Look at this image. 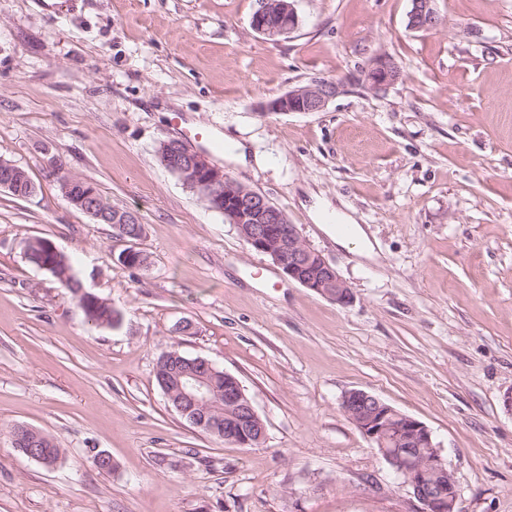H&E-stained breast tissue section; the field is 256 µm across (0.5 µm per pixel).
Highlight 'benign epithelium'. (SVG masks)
Masks as SVG:
<instances>
[{
	"mask_svg": "<svg viewBox=\"0 0 512 512\" xmlns=\"http://www.w3.org/2000/svg\"><path fill=\"white\" fill-rule=\"evenodd\" d=\"M408 25L417 31H428L440 24L435 0H411ZM252 29L271 41L292 34L299 27L294 0H259V7L250 21ZM402 80L398 62L381 53L374 56L361 74L350 77L353 83H363L375 93H383ZM345 83L341 80L318 77L298 86L265 105L268 112H321L336 98ZM158 154L162 164L187 187L204 196L209 206L224 214V219L235 225L239 236L252 249L271 258L288 279L345 307L352 303L353 294L345 280L316 250L300 237L296 225L288 222L283 211L266 196L243 186L224 174L204 154L189 149L178 139L160 142ZM58 183L68 200L79 195V208L96 223L112 225L123 238L142 234L137 229L128 231L127 225L139 223L135 211L128 208H104L96 189L84 185L83 180L56 169ZM28 181L27 173L17 165L0 160V187L15 190ZM193 372L179 383L182 400L178 411L189 417L196 427L213 429L206 419L194 410H206L213 397L224 394V439L241 446H255L266 439L265 423L258 417L251 400L240 382L229 373L224 379L216 375L215 365L205 359L191 362ZM341 408L349 420L392 465L423 505L421 512H455L457 490L452 473L431 431L421 421L406 415L377 396L362 390L346 391ZM11 445L27 447L26 454L39 459L26 430L17 428L11 436Z\"/></svg>",
	"mask_w": 512,
	"mask_h": 512,
	"instance_id": "1",
	"label": "benign epithelium"
}]
</instances>
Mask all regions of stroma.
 <instances>
[{
	"mask_svg": "<svg viewBox=\"0 0 512 512\" xmlns=\"http://www.w3.org/2000/svg\"><path fill=\"white\" fill-rule=\"evenodd\" d=\"M295 0L272 42L258 0H0V159L37 186L0 190V512H420L341 409L362 389L431 431L457 512H512V0ZM380 53L403 79L349 83ZM324 111L264 106L312 78ZM205 128L250 159L219 166L266 195L352 289L341 307L289 281L161 163ZM136 211V246L74 208L55 166ZM352 216L377 254L336 245L311 212ZM50 239L115 323L27 261ZM187 332H178L180 324ZM175 347L234 375L264 421L241 447L189 425L159 388ZM54 438L46 469L10 427ZM108 453L99 472L92 450ZM288 1V0H287ZM259 0V7L251 17L252 29L271 41L292 34L299 27V17L294 0ZM272 16H278L280 22L276 25L269 23ZM408 25L417 31H428L440 24V17L435 9V0H411ZM82 289L80 290V295H83L88 298H94L98 299L96 301L78 297L79 304L82 305L83 311L85 313V317L87 321L90 323V320H94L99 323V325H103L105 322H107L106 325H112L110 322V313H111V306H109L106 302L102 301L101 299L97 298L92 293H89L84 290V287L82 285Z\"/></svg>",
	"mask_w": 512,
	"mask_h": 512,
	"instance_id": "stroma-1",
	"label": "stroma"
}]
</instances>
